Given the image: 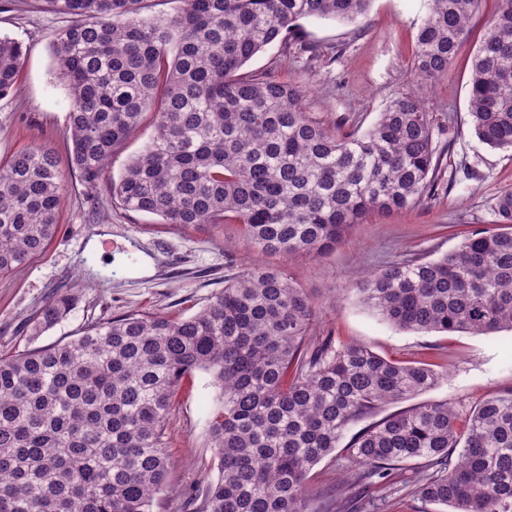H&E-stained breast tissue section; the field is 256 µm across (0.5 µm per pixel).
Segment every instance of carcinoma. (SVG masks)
I'll list each match as a JSON object with an SVG mask.
<instances>
[{
    "instance_id": "carcinoma-1",
    "label": "carcinoma",
    "mask_w": 512,
    "mask_h": 512,
    "mask_svg": "<svg viewBox=\"0 0 512 512\" xmlns=\"http://www.w3.org/2000/svg\"><path fill=\"white\" fill-rule=\"evenodd\" d=\"M65 16L52 42L69 90L70 163L96 186L112 155L155 117V134L110 182L127 211L175 227L236 224L247 248L316 255L368 215L434 195L440 172L420 90L448 73L480 0H431L410 82L364 134L340 133L303 108L304 90L243 68L269 48H310L302 20L358 25L372 0H179L165 16L144 0H42ZM23 42L0 36V98L16 87ZM476 137L512 152V0H498L470 70ZM64 179L33 145L0 162V276L54 238ZM361 302L399 331L512 332V231L470 233L432 260L367 276ZM65 291L31 318L21 350L0 355V512H152L171 465L166 421L184 378L211 377L218 474L189 497L202 512H324L311 469L345 430L436 386L427 363L362 344L310 342L317 310L279 268L233 276L200 311L129 313L88 322L65 342H35L71 314ZM355 484L379 486L423 461L409 481L424 505L512 512V392L464 423L446 401L395 412L348 443Z\"/></svg>"
}]
</instances>
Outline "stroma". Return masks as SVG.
Returning a JSON list of instances; mask_svg holds the SVG:
<instances>
[{
    "instance_id": "35a3bbf8",
    "label": "stroma",
    "mask_w": 512,
    "mask_h": 512,
    "mask_svg": "<svg viewBox=\"0 0 512 512\" xmlns=\"http://www.w3.org/2000/svg\"><path fill=\"white\" fill-rule=\"evenodd\" d=\"M428 0H373L365 23L304 21L306 41L317 54L290 47L252 59V71H272L306 91L305 111L341 131H367L389 100L409 86V69ZM496 0H482L471 16L448 73L425 94L434 144L442 159L437 195L392 215H371L354 225L336 249L316 257L280 256L245 248L233 224L174 227L157 216L123 209L108 189L154 133L152 119L117 150L97 187L67 175L58 231L44 252L15 274L0 277V353L23 348L28 320L46 302L78 288L67 320L40 337V344L66 341L91 320L124 313L189 315L224 287L225 278L278 266L310 292L317 318L313 340L356 342L390 359L427 360L443 378L415 399L390 403L381 415L416 403L450 402L459 417L496 393L512 390V333H412L389 326L363 305L357 290L372 271L418 255L430 259L453 251L473 230L503 223L499 200L512 195V153L494 150L474 135L469 115V73ZM65 20L38 0H0V35L22 41L27 57L16 92L0 99V160L41 144L67 162L69 94L58 77L50 47ZM218 390L207 375L185 378L167 419L172 462L168 492L153 512H182L183 495L215 478L209 417ZM410 467L395 471L391 488L356 497L359 512H418L419 501L399 494Z\"/></svg>"
}]
</instances>
